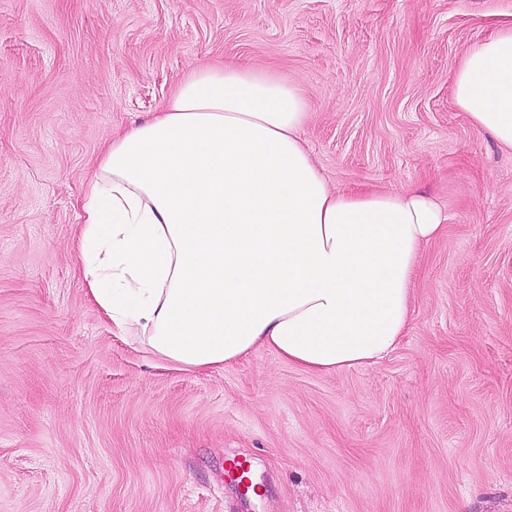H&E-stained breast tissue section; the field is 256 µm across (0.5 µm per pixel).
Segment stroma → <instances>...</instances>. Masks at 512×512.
Segmentation results:
<instances>
[{
	"label": "stroma",
	"instance_id": "stroma-1",
	"mask_svg": "<svg viewBox=\"0 0 512 512\" xmlns=\"http://www.w3.org/2000/svg\"><path fill=\"white\" fill-rule=\"evenodd\" d=\"M507 22L512 0H0V512H512V151L451 93ZM227 62L303 90L332 188L446 209L380 363L184 371L99 311L79 229L101 154Z\"/></svg>",
	"mask_w": 512,
	"mask_h": 512
}]
</instances>
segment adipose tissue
<instances>
[{
    "label": "adipose tissue",
    "instance_id": "obj_1",
    "mask_svg": "<svg viewBox=\"0 0 512 512\" xmlns=\"http://www.w3.org/2000/svg\"><path fill=\"white\" fill-rule=\"evenodd\" d=\"M453 103L512 151V24L462 55ZM297 86L232 63L191 69L113 138L82 203L84 279L104 315L179 369L265 348L311 373L401 340L422 245L448 220L418 190H332L299 132Z\"/></svg>",
    "mask_w": 512,
    "mask_h": 512
}]
</instances>
